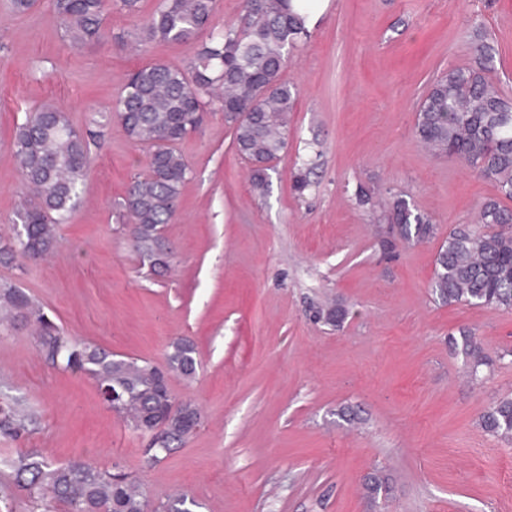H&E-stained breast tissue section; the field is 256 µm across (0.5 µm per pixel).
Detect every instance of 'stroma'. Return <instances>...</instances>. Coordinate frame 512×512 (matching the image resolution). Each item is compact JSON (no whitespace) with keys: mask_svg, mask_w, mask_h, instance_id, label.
<instances>
[{"mask_svg":"<svg viewBox=\"0 0 512 512\" xmlns=\"http://www.w3.org/2000/svg\"><path fill=\"white\" fill-rule=\"evenodd\" d=\"M109 6L98 41L74 47L50 0L22 15L0 0V237L13 233L20 174L11 154L26 112L53 105L92 132L82 204L44 261L11 281L70 336L165 366L191 339L194 381L172 378L203 425L160 460L103 402L87 377L55 369L30 327L0 330V404L32 415L29 432L0 435V512H42L11 460L34 450L138 477L150 500L182 493L195 512H512V442L486 434L481 412L512 396V360L471 378L448 338L476 331L485 351L512 349V310L434 301L430 284L448 231L474 223L492 182L429 155L414 132L429 83L495 53L512 93V0H315L310 35L281 72L300 94L288 148L267 196L253 197L249 162L219 111L178 146L190 167L163 231L170 267L149 274L120 204L147 168L112 116L128 77L161 60L183 65L196 46L138 44L143 16ZM314 159L310 193L293 175ZM404 193L438 226L435 238L378 247L383 224L355 202L358 186ZM327 301L342 328L313 321ZM388 482L371 499L370 475Z\"/></svg>","mask_w":512,"mask_h":512,"instance_id":"obj_1","label":"stroma"}]
</instances>
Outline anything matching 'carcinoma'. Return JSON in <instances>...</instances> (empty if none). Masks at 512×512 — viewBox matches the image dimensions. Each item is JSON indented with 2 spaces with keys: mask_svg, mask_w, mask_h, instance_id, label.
I'll list each match as a JSON object with an SVG mask.
<instances>
[{
  "mask_svg": "<svg viewBox=\"0 0 512 512\" xmlns=\"http://www.w3.org/2000/svg\"><path fill=\"white\" fill-rule=\"evenodd\" d=\"M106 0H52L54 15L74 47L99 40ZM308 4L294 0H247L239 22L215 32L216 0H159L144 20L141 42L198 43L182 66L156 61L131 74L113 107L122 132L147 149L148 166L134 177L124 200L132 246L156 270L154 259H171L161 241L188 180L189 166L177 145L196 130L201 113L219 110L233 131V144L250 164L252 191L266 196L273 162L287 145L288 117L299 90L280 79L288 50L309 35L301 11ZM206 40H201L203 33ZM475 64L448 69L430 85L421 100L415 134L433 155L457 160L493 182L497 194L484 199L475 223L448 232L436 258L432 291L448 305L512 310V97L491 77V47L476 48ZM12 154L26 199L15 212L21 225L16 237L0 243V256L36 262L54 250L59 226L68 223L82 202L83 186L92 163L89 142L65 112L44 107L25 115L16 126ZM313 166L303 165L292 189L302 197L312 185ZM362 208L380 212L390 238L380 240L388 250L396 241L422 243L434 238L437 225L400 194L376 197L363 188L355 194ZM0 309L32 327L36 348L54 367L79 372L98 390H124L117 415L141 437L150 439L153 458L192 433L185 419L200 414L190 401H175L162 385V369L135 358H124L95 344L64 334L43 306L10 281L0 283ZM349 310L318 306L314 318L339 327ZM466 359L471 373L492 361L480 339L467 329L448 339ZM167 366L191 381L198 361L193 343L172 344ZM30 419L15 405H0V434L19 438L29 431ZM484 432L512 440V398L498 400L480 416ZM29 491L45 500L60 501L68 512H194L198 504L186 496L151 502L140 484L76 460L56 464L36 452L11 461Z\"/></svg>",
  "mask_w": 512,
  "mask_h": 512,
  "instance_id": "cac0c4a2",
  "label": "carcinoma"
}]
</instances>
